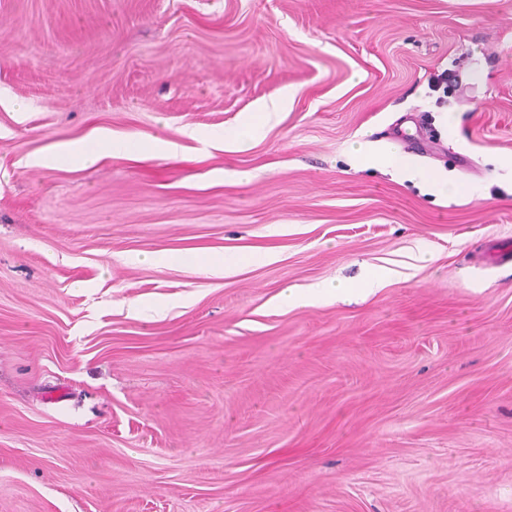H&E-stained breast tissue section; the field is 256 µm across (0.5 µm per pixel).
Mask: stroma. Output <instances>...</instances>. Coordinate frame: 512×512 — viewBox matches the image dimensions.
I'll use <instances>...</instances> for the list:
<instances>
[{
    "label": "stroma",
    "instance_id": "stroma-1",
    "mask_svg": "<svg viewBox=\"0 0 512 512\" xmlns=\"http://www.w3.org/2000/svg\"><path fill=\"white\" fill-rule=\"evenodd\" d=\"M509 243L512 0H0V512H512ZM110 143L111 136L102 132L91 138L68 143L53 152L34 157L29 164L38 167H53L64 160H74L84 166L93 165L104 157L106 147ZM141 158H171L177 155L181 146L160 137H148L139 144ZM168 263L192 264L202 266L213 274L229 275L240 266L242 256L232 249H224L223 252L206 258H200L197 254L176 252L169 256Z\"/></svg>",
    "mask_w": 512,
    "mask_h": 512
}]
</instances>
